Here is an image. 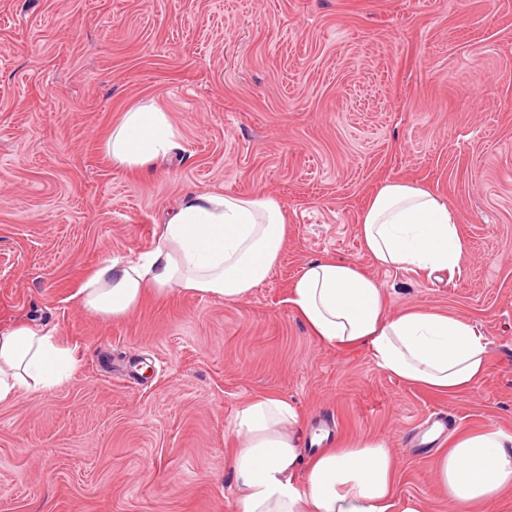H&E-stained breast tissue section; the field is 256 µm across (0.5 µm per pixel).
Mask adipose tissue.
<instances>
[{"mask_svg":"<svg viewBox=\"0 0 512 512\" xmlns=\"http://www.w3.org/2000/svg\"><path fill=\"white\" fill-rule=\"evenodd\" d=\"M179 146L167 113L145 104L124 113L104 150L115 165L139 170ZM358 224L366 252L383 269L451 272L466 257L447 200L410 182L383 183ZM285 238V215L273 199L192 192L150 251L103 260L76 298L86 312L112 319L127 316L150 291L162 296L178 288L234 301L266 281ZM288 302L316 340L340 351L364 349L400 381L457 395L485 376L488 342L469 320L426 309L388 316L382 283L350 262H309ZM73 367L72 350L54 330L25 323L2 331L0 403L51 389ZM234 427L240 440L229 470L239 490L237 512H424L419 499L398 496L394 460L379 439L303 456L296 407L271 395L250 399ZM434 466L460 512H489L512 492V433L492 423L459 431Z\"/></svg>","mask_w":512,"mask_h":512,"instance_id":"1","label":"adipose tissue"}]
</instances>
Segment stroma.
<instances>
[{"instance_id":"35a3bbf8","label":"stroma","mask_w":512,"mask_h":512,"mask_svg":"<svg viewBox=\"0 0 512 512\" xmlns=\"http://www.w3.org/2000/svg\"><path fill=\"white\" fill-rule=\"evenodd\" d=\"M150 103L181 151L114 165L113 126ZM394 179L447 199L459 270L365 253L359 212ZM192 191L280 204L269 278L232 303L175 289L121 319L82 311L80 283L152 249ZM328 256L382 282L388 315L470 319L482 382L432 393L310 336L288 294ZM30 322L77 368L0 404V512H236L233 425L260 394L332 445L382 439L399 495L459 512L433 465L447 438H412L437 413L512 433V0H0V330Z\"/></svg>"}]
</instances>
